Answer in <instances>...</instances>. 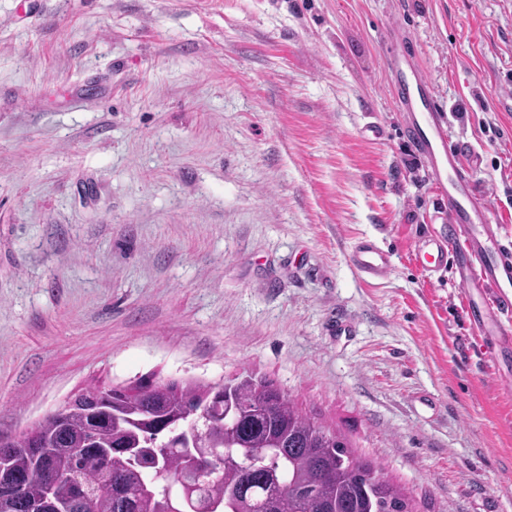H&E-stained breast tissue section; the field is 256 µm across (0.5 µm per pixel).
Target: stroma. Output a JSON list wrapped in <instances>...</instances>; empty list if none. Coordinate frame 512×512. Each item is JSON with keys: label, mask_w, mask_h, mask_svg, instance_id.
I'll return each mask as SVG.
<instances>
[{"label": "stroma", "mask_w": 512, "mask_h": 512, "mask_svg": "<svg viewBox=\"0 0 512 512\" xmlns=\"http://www.w3.org/2000/svg\"><path fill=\"white\" fill-rule=\"evenodd\" d=\"M392 28L512 235V0H0V439L92 384L252 370L415 512H512V372L414 261L438 201ZM351 262L367 280L387 277L393 268L392 255L371 239H362L353 248Z\"/></svg>", "instance_id": "stroma-1"}]
</instances>
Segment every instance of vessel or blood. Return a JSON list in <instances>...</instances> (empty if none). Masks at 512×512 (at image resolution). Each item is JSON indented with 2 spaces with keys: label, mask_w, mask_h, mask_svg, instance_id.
<instances>
[{
  "label": "vessel or blood",
  "mask_w": 512,
  "mask_h": 512,
  "mask_svg": "<svg viewBox=\"0 0 512 512\" xmlns=\"http://www.w3.org/2000/svg\"><path fill=\"white\" fill-rule=\"evenodd\" d=\"M384 63L391 74L407 136L425 162L434 192L443 207L435 219L441 230L420 238L413 248L425 272L450 266L470 300V319L483 336L512 334V243L503 241L494 209L479 193L472 176L479 158L448 143V130L433 88L415 56L397 34H387ZM351 262L365 278L376 281L393 268L392 256L374 240L359 241Z\"/></svg>",
  "instance_id": "1"
}]
</instances>
